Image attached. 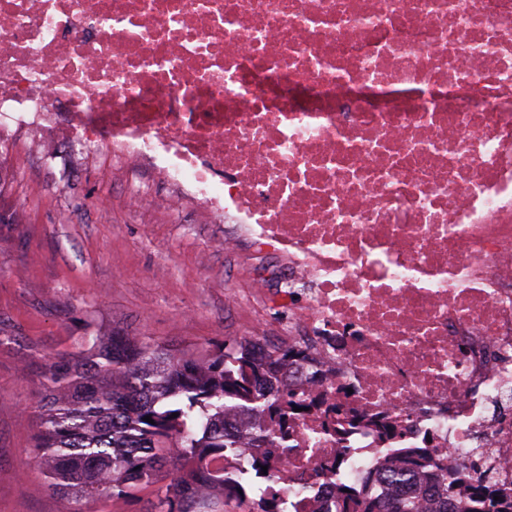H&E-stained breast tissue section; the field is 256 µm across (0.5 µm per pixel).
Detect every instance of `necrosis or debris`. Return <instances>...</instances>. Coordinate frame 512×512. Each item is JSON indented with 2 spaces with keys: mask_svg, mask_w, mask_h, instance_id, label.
<instances>
[{
  "mask_svg": "<svg viewBox=\"0 0 512 512\" xmlns=\"http://www.w3.org/2000/svg\"><path fill=\"white\" fill-rule=\"evenodd\" d=\"M18 130L251 246L252 299L310 361L279 512H337L394 447L482 448L512 486V0H0Z\"/></svg>",
  "mask_w": 512,
  "mask_h": 512,
  "instance_id": "necrosis-or-debris-1",
  "label": "necrosis or debris"
}]
</instances>
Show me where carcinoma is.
Listing matches in <instances>:
<instances>
[{"instance_id": "obj_1", "label": "carcinoma", "mask_w": 512, "mask_h": 512, "mask_svg": "<svg viewBox=\"0 0 512 512\" xmlns=\"http://www.w3.org/2000/svg\"><path fill=\"white\" fill-rule=\"evenodd\" d=\"M298 357L290 347L258 355L245 339L198 353L146 337L95 336L55 357L47 371L35 462L50 490L78 503L106 491L132 497L170 467L157 512H226L224 502L241 499L243 486L210 466L240 450L224 414L265 409L284 423L294 407L306 408L291 389L266 398L272 378ZM258 440L265 449L251 469L261 475L268 456L286 446L273 437ZM381 468L391 495L382 500L340 486V512H512L509 489L464 469L450 473L425 448H399Z\"/></svg>"}]
</instances>
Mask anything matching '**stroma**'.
Returning a JSON list of instances; mask_svg holds the SVG:
<instances>
[{"label":"stroma","instance_id":"stroma-1","mask_svg":"<svg viewBox=\"0 0 512 512\" xmlns=\"http://www.w3.org/2000/svg\"><path fill=\"white\" fill-rule=\"evenodd\" d=\"M127 184L68 144L42 161L24 137H0V512H151L156 500L153 485L82 505L48 488L33 407L53 357L117 331L202 352L275 338L286 318L229 304L250 270L219 248L221 228L154 201L130 212Z\"/></svg>","mask_w":512,"mask_h":512}]
</instances>
